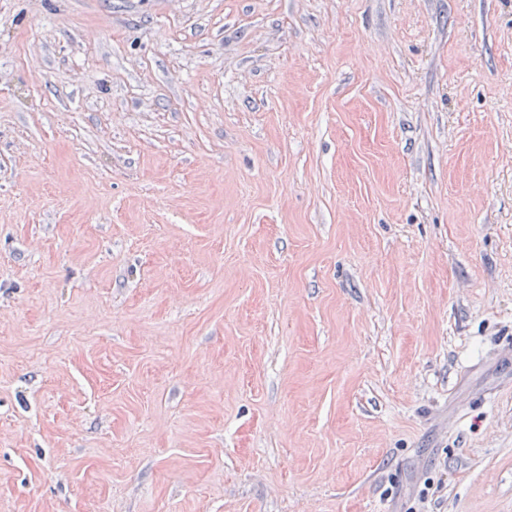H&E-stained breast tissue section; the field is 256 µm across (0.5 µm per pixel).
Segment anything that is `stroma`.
<instances>
[{"label": "stroma", "instance_id": "35a3bbf8", "mask_svg": "<svg viewBox=\"0 0 512 512\" xmlns=\"http://www.w3.org/2000/svg\"><path fill=\"white\" fill-rule=\"evenodd\" d=\"M0 512H512V0H0Z\"/></svg>", "mask_w": 512, "mask_h": 512}]
</instances>
